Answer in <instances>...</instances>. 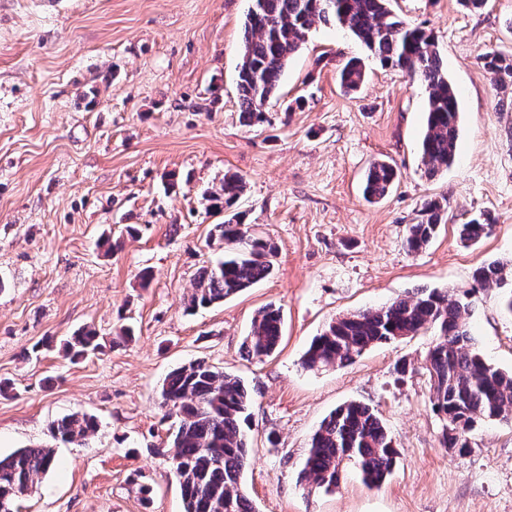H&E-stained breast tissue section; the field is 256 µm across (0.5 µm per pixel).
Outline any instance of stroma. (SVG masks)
<instances>
[{"instance_id": "stroma-1", "label": "stroma", "mask_w": 512, "mask_h": 512, "mask_svg": "<svg viewBox=\"0 0 512 512\" xmlns=\"http://www.w3.org/2000/svg\"><path fill=\"white\" fill-rule=\"evenodd\" d=\"M251 0H0V454L53 449V469L18 512H183L180 485L157 450L168 420L165 377L197 359L255 392L242 486L255 512H512V419L444 448L424 360L434 336L374 346L346 366L303 367L336 316L421 288L468 303L484 358L512 372V313L475 269L512 266V96L479 57L512 53V0L478 13L459 0H392L430 29L459 101L454 163L428 176L419 154L427 94L367 56L351 34L316 26L290 59L254 132L236 86ZM365 63L361 93H344L336 63ZM392 163L386 198L363 197L370 163ZM246 190L243 223L277 246L271 276L194 312L198 273L224 255L208 206L225 173ZM448 198L429 247L403 239L425 199ZM490 233L460 241L464 219ZM137 235H129L128 226ZM150 270L149 287L139 274ZM281 306L276 352L243 342L262 307ZM95 329L100 353L72 362L64 341ZM370 404L399 451L377 488L347 470L336 489L300 471L311 435L337 406ZM87 413L85 444L55 442L56 419Z\"/></svg>"}]
</instances>
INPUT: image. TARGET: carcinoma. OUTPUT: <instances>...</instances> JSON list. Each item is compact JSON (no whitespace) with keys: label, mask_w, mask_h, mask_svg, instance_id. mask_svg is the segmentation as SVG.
<instances>
[{"label":"carcinoma","mask_w":512,"mask_h":512,"mask_svg":"<svg viewBox=\"0 0 512 512\" xmlns=\"http://www.w3.org/2000/svg\"><path fill=\"white\" fill-rule=\"evenodd\" d=\"M238 65L237 91L243 125L265 122L264 104L280 87L289 60L313 27L333 24L353 35L379 62L404 72L425 88L428 99L426 130L420 144L422 162L429 176L451 166L459 137V102L442 67L432 32L410 26L391 8V0H333L329 8L320 0H252ZM482 66L501 89L512 87V54L486 52ZM365 77L364 62L351 57L336 66V79L347 94L358 93ZM397 178L393 166L376 160L369 166L364 195L377 202L390 192ZM244 191L236 174L224 175L220 191L211 195L216 209H232ZM448 198L423 203L403 241L409 253L426 249L447 222ZM232 214L214 226L224 241V259L203 268L194 283L187 309L194 311L224 301L267 278L273 268L275 246L251 231ZM491 224L477 217L459 225L465 243L479 241ZM482 288L512 289V269L499 262L474 272ZM468 307L438 288H421L388 305L342 314L314 337L303 357V366L318 369L347 365L367 349L415 336L428 329L437 338L425 358L431 379L433 411L443 418L444 447L463 452L480 422L512 417V373L489 364L481 355L463 315ZM283 314L268 305L252 319L244 341L251 358L272 356L280 342ZM75 360L101 348L91 329L75 332L65 342ZM253 393L243 381L219 370L205 359L173 371L161 389L166 416L178 424L168 436L164 451L177 477L184 512H253L241 487L249 460V421ZM94 416L74 413L53 422V437L65 444L78 443L95 432ZM398 458L392 437L373 407L360 401L338 406L311 437L302 478L317 488L338 486L350 465L359 468L363 481L381 486ZM54 464L51 448H19L0 456V512H14L15 502L34 491L39 478Z\"/></svg>","instance_id":"carcinoma-1"}]
</instances>
